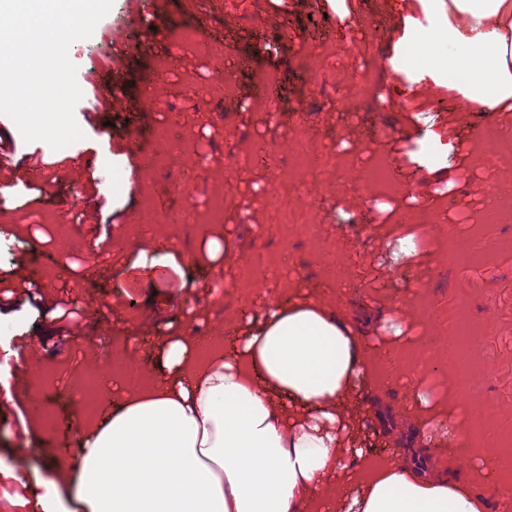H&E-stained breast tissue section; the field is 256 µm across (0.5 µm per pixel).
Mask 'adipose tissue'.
Returning <instances> with one entry per match:
<instances>
[{
    "mask_svg": "<svg viewBox=\"0 0 512 512\" xmlns=\"http://www.w3.org/2000/svg\"><path fill=\"white\" fill-rule=\"evenodd\" d=\"M462 26L439 40L471 60L463 96L512 98V0H449ZM167 378L87 424L76 472L59 469L38 500L59 512H487L485 498L358 448L344 407L365 362L354 329L308 296L272 302L231 353L166 347Z\"/></svg>",
    "mask_w": 512,
    "mask_h": 512,
    "instance_id": "1",
    "label": "adipose tissue"
}]
</instances>
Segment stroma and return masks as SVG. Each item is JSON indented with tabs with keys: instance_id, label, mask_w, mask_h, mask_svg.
Here are the masks:
<instances>
[{
	"instance_id": "stroma-1",
	"label": "stroma",
	"mask_w": 512,
	"mask_h": 512,
	"mask_svg": "<svg viewBox=\"0 0 512 512\" xmlns=\"http://www.w3.org/2000/svg\"><path fill=\"white\" fill-rule=\"evenodd\" d=\"M192 2L114 0L92 37L74 42L71 60L83 92L74 114L83 139L59 150L42 141L27 143L13 120L0 114V136L15 152L12 187L0 200V361L13 367L33 359L50 375L74 354L89 356L108 341L141 333L158 338L151 370L159 378L166 372L168 341L188 335L196 301L214 298L216 275L225 277V314L243 305L256 314L280 300V291L254 288L248 268L188 263L202 249L203 232L174 245L164 223L168 213L192 207L199 223L221 221L228 247L239 254L288 250L290 263L281 278L289 290L326 298L359 327L372 362L346 407L357 421L361 447L397 463L424 459L431 472L470 483L486 498L488 512H512V499L493 482L475 479L477 459L458 437L478 410L485 420L483 447L497 448L512 438V222L482 219L490 200L512 204V166L487 172L479 150L486 126L512 124V99L485 112L438 110L437 99L459 95L449 78L434 81L426 71L400 63L424 0H215L202 38L192 34ZM134 17L151 24L146 42L111 44L117 24ZM174 48L181 55L179 68L165 82H153ZM114 54L120 58L124 108L102 111L92 126L85 113L108 95L103 75ZM218 56L235 75L229 98L211 68ZM314 56L324 63L313 78L302 63ZM372 58L384 61L375 74L364 67ZM263 80L278 87L269 107L255 95ZM429 80L434 97L416 96L417 86ZM340 94L357 101L359 110L337 111ZM379 97L393 101V108L374 110ZM303 118L323 129L320 151L349 175L328 194L318 217L326 248L335 256L331 268L311 238L260 231L268 221L267 174L256 160V146H278L283 173L296 174L291 142ZM135 130L146 137L161 130L179 134L188 151L178 159L152 158L132 140ZM437 138L453 144L449 155L435 154ZM84 152L94 154L93 167L77 182L57 181L56 173ZM213 152L233 159L234 180H226L223 163L214 162L184 181V169ZM385 158L407 172L401 188L361 183V175ZM420 204L436 207L439 221L418 223ZM368 206L371 222H357ZM74 214L83 250L68 260L71 278H36L27 294L15 295L17 270L33 263L54 267L59 227ZM143 223L153 226L145 242L159 263L157 272L141 276L137 249L125 240L132 225ZM405 238L414 244L408 254L399 245ZM174 246L181 257L172 266L164 256ZM63 300L81 310L78 323L58 321ZM460 311L478 331L464 365L482 376L476 392L462 386L461 368L435 363L439 345L458 335ZM397 316L398 334L391 327ZM396 336L423 350V357L390 364ZM422 396L450 401L444 447L419 438L427 429L418 405ZM80 441L67 401L53 397L37 411L22 381L1 388L0 458L19 465L16 477L0 475V512H42L34 500L17 505L18 495L42 488L54 465L72 468Z\"/></svg>"
}]
</instances>
